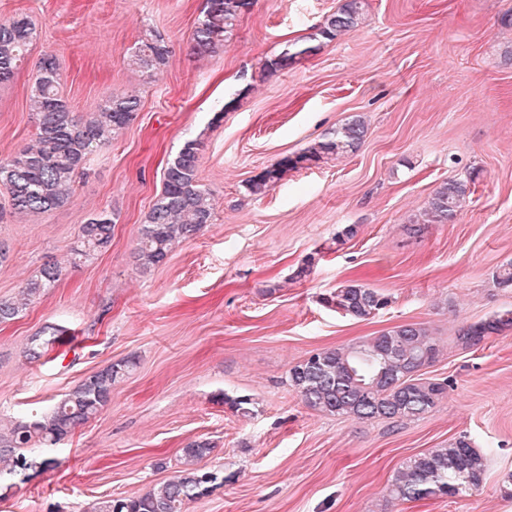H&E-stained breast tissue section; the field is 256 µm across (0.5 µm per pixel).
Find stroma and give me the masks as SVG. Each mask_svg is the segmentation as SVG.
Here are the masks:
<instances>
[{
	"label": "stroma",
	"instance_id": "obj_1",
	"mask_svg": "<svg viewBox=\"0 0 512 512\" xmlns=\"http://www.w3.org/2000/svg\"><path fill=\"white\" fill-rule=\"evenodd\" d=\"M340 0H255L226 47L194 54L206 0H0V21L37 29L27 65L0 84V158L35 137L30 96L43 56L60 64L76 114L115 92L141 99L136 119L91 157L64 206L14 213L0 193V299L47 264L61 275L0 323V420L45 412L86 376L127 358L136 368L110 402L54 446L58 468L8 478L0 512H94L173 479L182 448L207 440L202 468L221 476L186 512H512V330L471 350L458 330L504 307L512 286V0H366L359 26L321 38ZM170 55L147 77L128 64L146 33ZM303 51L274 73L266 61ZM367 135L339 158L289 171L264 196L245 183L353 116ZM200 140L211 224L142 273L134 251L163 171ZM474 176L457 218L413 232L433 191ZM116 214L112 243L80 263L71 249L94 214ZM357 235L339 241L346 225ZM310 275L296 278L307 256ZM356 280L390 304L366 321L325 306ZM423 322L443 354L426 377L448 395L423 418L359 420L308 409L288 370L310 353ZM43 340L39 358L28 350ZM246 396L249 416L225 397ZM467 435L486 459L482 483L444 499L397 502L394 472Z\"/></svg>",
	"mask_w": 512,
	"mask_h": 512
}]
</instances>
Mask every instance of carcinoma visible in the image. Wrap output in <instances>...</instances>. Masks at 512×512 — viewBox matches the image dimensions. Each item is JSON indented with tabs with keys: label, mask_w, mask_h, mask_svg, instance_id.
<instances>
[{
	"label": "carcinoma",
	"mask_w": 512,
	"mask_h": 512,
	"mask_svg": "<svg viewBox=\"0 0 512 512\" xmlns=\"http://www.w3.org/2000/svg\"><path fill=\"white\" fill-rule=\"evenodd\" d=\"M254 0H206L202 17L191 35L199 55H211L233 36L241 14ZM364 0H344L327 15L320 27L322 38L332 40L363 20ZM36 38L35 25L26 17L0 22V83L10 81L27 59ZM308 47L284 52L267 61L264 70L274 73L293 66ZM170 50L164 39L152 35L138 41L130 66L151 76L163 66ZM60 73L55 57L39 62L31 103L38 116L34 143L15 157L0 160V187L9 195L18 213L42 214L65 205L71 198L75 178L91 155L130 125L141 110L140 98L132 93H114L84 116L72 112L59 92ZM367 127L355 116L306 151L285 156L248 180L249 194L261 197L291 170L306 163L356 151L364 142ZM202 142L190 140L167 163L163 190L143 225L136 247V262L147 272L168 258L173 244L194 237L211 223V194L199 183ZM472 194L468 180L450 179L434 191L416 224H446L453 221ZM112 215L99 213L80 226L73 263L106 248L112 241ZM60 276L56 266H44L21 290L31 301L52 287ZM323 302L359 321L367 320L388 305V298L358 281L339 285ZM512 329V309L504 308L488 318L462 326L458 345L473 348L490 336ZM441 353L436 336L424 323H402L357 344L328 348L311 354L288 370V385L306 407L327 415L362 420L419 419L432 411L447 392V382L420 377V371L435 363ZM136 361L127 358L111 363L84 379L53 409L34 420L0 424V476H12L33 466L26 449L50 448L86 423L110 401L112 385L128 375ZM212 445L194 440L182 449L179 474L150 491L132 498H106L94 512H184L185 504L205 495L217 476L203 472L198 463ZM484 455L465 435L416 456L399 469L389 485V496L415 502L428 497L456 496L463 489L482 483Z\"/></svg>",
	"instance_id": "cac0c4a2"
}]
</instances>
